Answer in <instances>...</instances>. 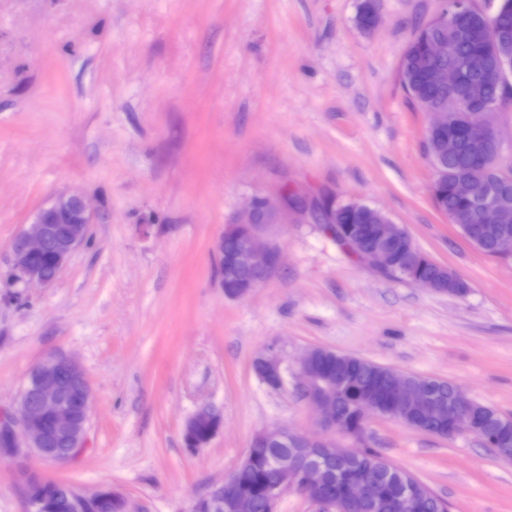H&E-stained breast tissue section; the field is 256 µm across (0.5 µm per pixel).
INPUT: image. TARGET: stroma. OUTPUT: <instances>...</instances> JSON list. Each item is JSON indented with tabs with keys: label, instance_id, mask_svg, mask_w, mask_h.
<instances>
[{
	"label": "stroma",
	"instance_id": "obj_1",
	"mask_svg": "<svg viewBox=\"0 0 512 512\" xmlns=\"http://www.w3.org/2000/svg\"><path fill=\"white\" fill-rule=\"evenodd\" d=\"M375 3L367 31L361 0H0V411L54 353L93 395L76 459H0V512H28L31 477L190 512L257 433L319 432L298 373L310 347L457 383L512 417V265L436 207L429 117L400 81L444 0ZM61 191L89 199L87 240L54 284L23 285L9 245ZM298 200L380 209L467 294L384 275ZM255 201L279 258L234 298L217 244ZM272 344L277 390L255 370ZM205 405L223 425L192 450ZM365 443L448 512H512V463L471 435L372 416Z\"/></svg>",
	"mask_w": 512,
	"mask_h": 512
}]
</instances>
